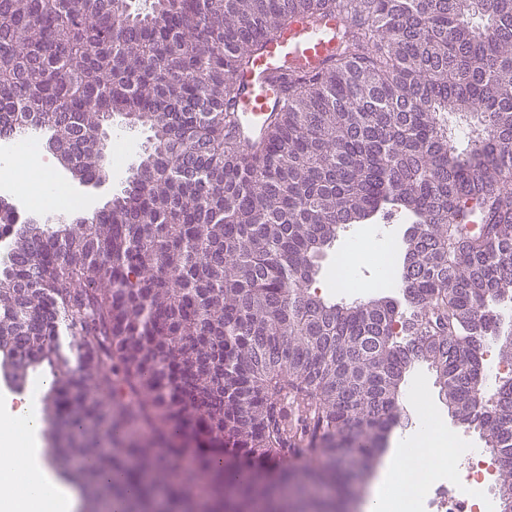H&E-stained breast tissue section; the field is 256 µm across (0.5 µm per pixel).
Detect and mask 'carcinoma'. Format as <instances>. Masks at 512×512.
<instances>
[{
    "mask_svg": "<svg viewBox=\"0 0 512 512\" xmlns=\"http://www.w3.org/2000/svg\"><path fill=\"white\" fill-rule=\"evenodd\" d=\"M317 12L347 22L336 60L288 77L242 149V49ZM115 115L151 132L120 192L90 218L16 225L0 256V374L25 386L51 366L43 455L82 512L213 505L226 446L246 463L308 460L271 486L239 472L242 503L350 493L419 362L457 423L481 424L512 502V382L492 402L476 388L486 343L512 357V0H0V134L45 130L91 179ZM390 211L411 218L399 293L311 292L341 232ZM287 395L306 408L292 436ZM181 433L208 445L190 454Z\"/></svg>",
    "mask_w": 512,
    "mask_h": 512,
    "instance_id": "carcinoma-1",
    "label": "carcinoma"
}]
</instances>
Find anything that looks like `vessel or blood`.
<instances>
[{"label":"vessel or blood","mask_w":512,"mask_h":512,"mask_svg":"<svg viewBox=\"0 0 512 512\" xmlns=\"http://www.w3.org/2000/svg\"><path fill=\"white\" fill-rule=\"evenodd\" d=\"M339 27L336 16L327 15L294 25L277 41L253 52L250 66L238 78L235 136L241 146H249L265 129L286 92L289 74L314 70L331 59Z\"/></svg>","instance_id":"b4317fda"}]
</instances>
